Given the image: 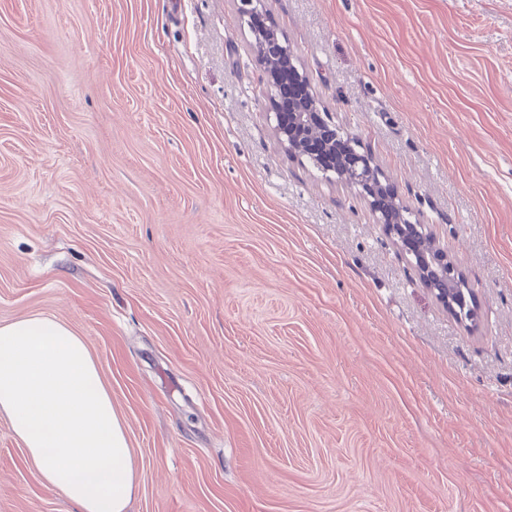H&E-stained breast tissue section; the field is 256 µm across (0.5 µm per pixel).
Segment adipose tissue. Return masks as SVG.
I'll list each match as a JSON object with an SVG mask.
<instances>
[{
    "label": "adipose tissue",
    "instance_id": "ef3b65f1",
    "mask_svg": "<svg viewBox=\"0 0 512 512\" xmlns=\"http://www.w3.org/2000/svg\"><path fill=\"white\" fill-rule=\"evenodd\" d=\"M0 416L44 485L78 512H128L138 473L126 424L87 344L66 323L32 315L0 324Z\"/></svg>",
    "mask_w": 512,
    "mask_h": 512
}]
</instances>
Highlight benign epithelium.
I'll list each match as a JSON object with an SVG mask.
<instances>
[{
  "label": "benign epithelium",
  "mask_w": 512,
  "mask_h": 512,
  "mask_svg": "<svg viewBox=\"0 0 512 512\" xmlns=\"http://www.w3.org/2000/svg\"><path fill=\"white\" fill-rule=\"evenodd\" d=\"M257 59L270 65L272 78L285 77L275 85L271 100L279 123L276 134L295 158L307 157L328 171L337 170L345 182L368 189L380 183L370 154L348 153L340 142L335 124L320 111V104L313 86L297 67V59L288 48L284 35L274 27L251 30ZM375 223L382 224L387 234L410 254L417 257L419 277L435 299L446 309H453L449 295L451 284L459 278L453 258L444 249L428 253L422 250V226L410 231L394 216L405 211V206L394 193L374 191L368 200Z\"/></svg>",
  "instance_id": "7a95c632"
}]
</instances>
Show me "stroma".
<instances>
[{
	"mask_svg": "<svg viewBox=\"0 0 512 512\" xmlns=\"http://www.w3.org/2000/svg\"><path fill=\"white\" fill-rule=\"evenodd\" d=\"M473 292L288 155L240 0H0V324L68 323L130 512H512V0H262ZM0 512H76L0 417Z\"/></svg>",
	"mask_w": 512,
	"mask_h": 512,
	"instance_id": "35a3bbf8",
	"label": "stroma"
}]
</instances>
